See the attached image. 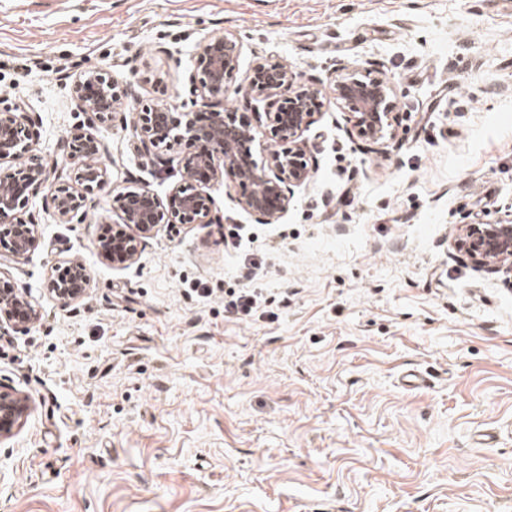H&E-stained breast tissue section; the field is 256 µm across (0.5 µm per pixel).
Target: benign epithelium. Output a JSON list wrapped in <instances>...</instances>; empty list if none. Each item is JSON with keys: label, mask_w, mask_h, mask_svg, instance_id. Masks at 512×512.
Returning <instances> with one entry per match:
<instances>
[{"label": "benign epithelium", "mask_w": 512, "mask_h": 512, "mask_svg": "<svg viewBox=\"0 0 512 512\" xmlns=\"http://www.w3.org/2000/svg\"><path fill=\"white\" fill-rule=\"evenodd\" d=\"M242 43L233 33H225L199 46L198 69L189 77V92L204 97L227 93ZM251 90L268 99L284 97L288 107L256 113L257 122L267 120L278 148L252 151L256 127L235 122L232 112H173L165 105H146L136 113L132 132L140 153L152 163L168 167L173 160L165 155L179 150L182 179L161 198L144 185L112 191V210L121 223L133 229L112 232V243L101 248L103 258L117 265L136 262L141 239L163 224H211L216 201L211 187L223 181L224 172L233 171L241 187L240 206L265 224L277 223L290 205V190L309 182L313 171L306 159L302 136L310 125L321 89L308 85L301 76L278 61L258 62L248 78ZM336 105L348 111L351 133L372 145L383 146L394 138L397 88L386 76L359 71L336 74L332 85ZM76 106L83 112L107 121L122 109L124 93L104 74L87 70L77 80ZM34 129L28 113L21 109L0 112V239L9 236L12 257L27 254L36 238L33 218L21 216L25 193L48 183V171L36 158L24 165L16 161L29 153ZM67 157L77 167L81 191L65 183L50 185L52 203L63 224L78 217L87 194L101 188L105 174L97 163L103 143L89 130L73 129L63 143ZM453 248L466 253L482 269L512 273V224H466L453 241ZM93 277L86 266L57 262L48 270V292L62 306L83 299ZM39 317L38 309L13 288L10 279L0 276V327L27 328ZM30 412L22 393L0 388V441L10 439L22 427Z\"/></svg>", "instance_id": "1"}]
</instances>
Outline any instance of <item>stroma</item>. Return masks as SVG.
I'll return each mask as SVG.
<instances>
[{"instance_id": "35a3bbf8", "label": "stroma", "mask_w": 512, "mask_h": 512, "mask_svg": "<svg viewBox=\"0 0 512 512\" xmlns=\"http://www.w3.org/2000/svg\"><path fill=\"white\" fill-rule=\"evenodd\" d=\"M228 32L235 78L197 110L265 109L247 85L264 59L323 89L356 68L396 83V136L362 151L325 97L280 223L243 211L228 174L220 223L161 227L112 265L113 189L163 196L181 176L129 126L88 122L75 79L178 112L199 44ZM20 104L33 155L68 179L60 144L90 124L106 182L80 224L29 194L36 243L8 272L40 317L0 334V385L31 407L0 442V512H512V274L452 247L461 225L512 222V0H0V110ZM233 224L250 233L228 254ZM68 260L94 281L63 307L46 277ZM245 264L261 305L242 319L224 293Z\"/></svg>"}]
</instances>
